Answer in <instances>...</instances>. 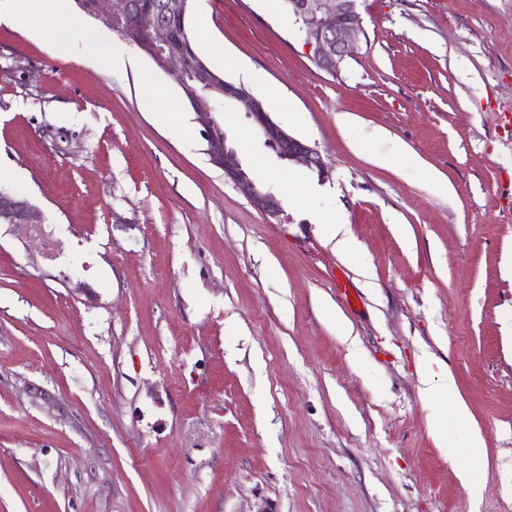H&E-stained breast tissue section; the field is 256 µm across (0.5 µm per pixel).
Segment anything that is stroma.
<instances>
[{"label": "stroma", "instance_id": "obj_1", "mask_svg": "<svg viewBox=\"0 0 512 512\" xmlns=\"http://www.w3.org/2000/svg\"><path fill=\"white\" fill-rule=\"evenodd\" d=\"M358 9L332 74L265 0L192 2L201 57L260 69L252 93L329 171L218 106L275 217L158 120L195 115L101 22L60 46L0 24V190L37 210L0 224V512H512V0ZM88 33L121 59L82 60ZM288 173L316 185L306 208ZM336 207L356 253L313 222ZM426 365L469 422L423 393Z\"/></svg>", "mask_w": 512, "mask_h": 512}]
</instances>
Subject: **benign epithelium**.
<instances>
[{"label": "benign epithelium", "instance_id": "benign-epithelium-1", "mask_svg": "<svg viewBox=\"0 0 512 512\" xmlns=\"http://www.w3.org/2000/svg\"><path fill=\"white\" fill-rule=\"evenodd\" d=\"M79 4L125 42L137 47L157 69L175 78L201 127L209 163L223 170L224 176L257 209L277 216L282 212V201L243 169L216 124L212 102L222 99L243 104L254 131L277 158L314 167L323 175L328 173L319 154L274 122L264 103L249 89L225 80L187 48H173L175 34L167 18L185 15L189 0H79ZM289 6L306 21L307 45L313 50L315 63L330 73L336 72L363 33L357 0H289ZM33 219L34 208L27 198L0 191V221L30 224Z\"/></svg>", "mask_w": 512, "mask_h": 512}]
</instances>
